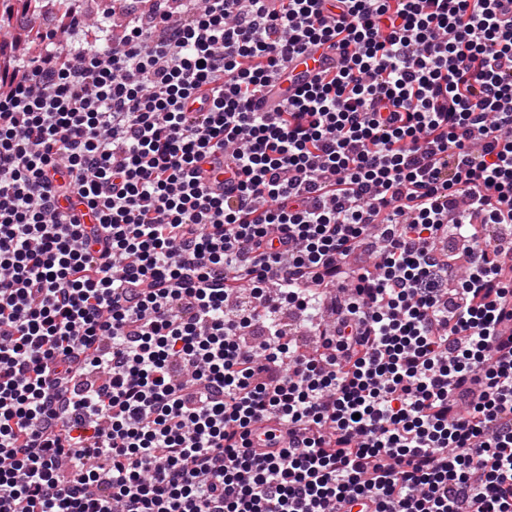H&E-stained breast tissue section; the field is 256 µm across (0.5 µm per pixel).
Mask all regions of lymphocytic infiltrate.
Returning a JSON list of instances; mask_svg holds the SVG:
<instances>
[{
	"mask_svg": "<svg viewBox=\"0 0 512 512\" xmlns=\"http://www.w3.org/2000/svg\"><path fill=\"white\" fill-rule=\"evenodd\" d=\"M176 2L0 41V512H512V0ZM336 70V54L312 48L298 56L290 69L291 79L280 80L274 93L267 90L253 100V108L258 112H277V106L282 100L314 79L321 71Z\"/></svg>",
	"mask_w": 512,
	"mask_h": 512,
	"instance_id": "f902f5d3",
	"label": "lymphocytic infiltrate"
}]
</instances>
